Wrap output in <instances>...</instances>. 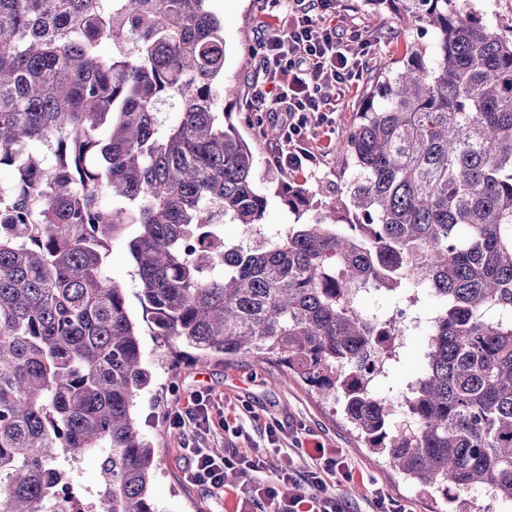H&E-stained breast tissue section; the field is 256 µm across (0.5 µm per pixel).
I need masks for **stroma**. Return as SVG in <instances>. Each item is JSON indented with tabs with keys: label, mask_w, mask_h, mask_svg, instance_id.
I'll return each mask as SVG.
<instances>
[{
	"label": "stroma",
	"mask_w": 512,
	"mask_h": 512,
	"mask_svg": "<svg viewBox=\"0 0 512 512\" xmlns=\"http://www.w3.org/2000/svg\"><path fill=\"white\" fill-rule=\"evenodd\" d=\"M214 7L224 23V107L240 131L251 134L252 126L240 108L250 71L249 48L256 37L257 0H215ZM336 9L348 20L360 25L375 43L367 62V76H374L379 62L401 57L413 45H433L435 36L428 27H401L389 11L377 12L364 0H336ZM361 91L347 95L336 114V138L329 155L307 166L294 176L296 182L319 189L322 199H329L335 189L344 187L340 176L342 147L352 130V120L359 110ZM108 275L126 280L127 304L131 316L140 320V341L151 382L142 393L136 418L145 437L152 442L159 469L148 495L157 512H232L236 498L233 482H225L216 491L191 484L186 474L189 461L181 446L188 434L167 425L169 413L186 404L191 393L205 392L209 423L195 435L202 447L220 455L248 448L271 446L294 448L319 443L335 448L354 463L353 481L337 483L327 476L328 485L344 498L350 512H372L376 495L382 494L404 505L407 512H443L440 496H426L413 490L398 471L386 465L362 447L345 422L341 409L320 398L304 384L288 379L285 368L275 359L254 357L214 358L206 362L183 357L173 363L169 348L161 346L142 311L132 279V265L123 242L114 243L105 260ZM419 337L402 339L400 361L387 379L378 381L381 392L400 395L416 376L419 367ZM276 424L275 438H268L265 427Z\"/></svg>",
	"instance_id": "obj_1"
}]
</instances>
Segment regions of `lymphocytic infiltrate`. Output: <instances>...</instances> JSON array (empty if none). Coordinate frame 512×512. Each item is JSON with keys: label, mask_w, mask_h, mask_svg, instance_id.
Instances as JSON below:
<instances>
[{"label": "lymphocytic infiltrate", "mask_w": 512, "mask_h": 512, "mask_svg": "<svg viewBox=\"0 0 512 512\" xmlns=\"http://www.w3.org/2000/svg\"><path fill=\"white\" fill-rule=\"evenodd\" d=\"M373 42L337 15L334 0H261L257 36L249 49L251 77L242 109L259 127L279 130L272 152L277 166L303 170L329 148L336 134V113L358 87ZM189 479L222 490L226 471L238 470L237 505L268 503L274 512H349L329 491L325 474L352 479L355 468L336 449L315 445L311 471L300 474L291 453L220 456L189 448Z\"/></svg>", "instance_id": "f902f5d3"}]
</instances>
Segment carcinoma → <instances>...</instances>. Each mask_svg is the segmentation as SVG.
I'll list each match as a JSON object with an SVG mask.
<instances>
[{
    "mask_svg": "<svg viewBox=\"0 0 512 512\" xmlns=\"http://www.w3.org/2000/svg\"><path fill=\"white\" fill-rule=\"evenodd\" d=\"M214 0H0V512H40L62 462L110 448L105 512H156L159 467L134 408L150 382L124 284L104 256L125 241L153 335L200 361L274 357L340 404L369 450L413 486L472 512L512 502V38L468 0H365L430 27L379 69L345 147L334 205L280 170L288 210L311 213L231 267L196 254L223 225L261 223L269 190L224 110ZM173 105L178 118L163 120ZM434 298L410 424L370 384L383 320L353 285ZM473 502L476 512H512V502H497L491 494L484 490L474 491L471 496H468Z\"/></svg>",
    "mask_w": 512,
    "mask_h": 512,
    "instance_id": "obj_1",
    "label": "carcinoma"
}]
</instances>
